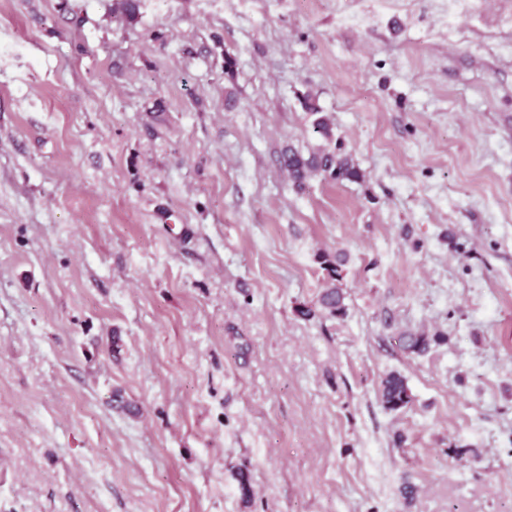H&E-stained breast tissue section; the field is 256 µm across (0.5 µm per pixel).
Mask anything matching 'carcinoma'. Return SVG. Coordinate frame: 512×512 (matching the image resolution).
Segmentation results:
<instances>
[{"label": "carcinoma", "mask_w": 512, "mask_h": 512, "mask_svg": "<svg viewBox=\"0 0 512 512\" xmlns=\"http://www.w3.org/2000/svg\"><path fill=\"white\" fill-rule=\"evenodd\" d=\"M305 108L311 118L313 132L323 140V144L306 151L292 146L284 149L281 163L293 186L301 189L315 176L336 182L361 180L363 174L352 155L338 144L331 116L321 111L310 94L305 98ZM318 260L326 273V286L318 299V306L329 316L341 318L346 315L348 298L342 284L345 257L337 252L323 251L318 254ZM400 340L407 354L422 355L431 347L446 342L447 336L441 332L430 335L407 329L400 333ZM378 398L385 410L396 413L403 411L412 402L406 378L397 371L387 373L380 380Z\"/></svg>", "instance_id": "carcinoma-1"}]
</instances>
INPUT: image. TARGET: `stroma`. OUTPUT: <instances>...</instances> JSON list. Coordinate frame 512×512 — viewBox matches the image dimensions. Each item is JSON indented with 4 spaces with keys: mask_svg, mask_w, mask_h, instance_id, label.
Instances as JSON below:
<instances>
[{
    "mask_svg": "<svg viewBox=\"0 0 512 512\" xmlns=\"http://www.w3.org/2000/svg\"><path fill=\"white\" fill-rule=\"evenodd\" d=\"M115 5L0 0V512H512V0ZM304 104L311 118L313 132L323 140V144L306 151L293 146L284 149L281 163L293 186L302 189L315 176L336 182L361 180L363 174L352 155L341 144H337L335 124L331 116L321 111L312 95L306 96ZM319 264L325 271L326 286L317 303L329 316L342 318L347 312V292L343 288V269L345 257L340 253L327 251L318 254ZM400 340L403 350L409 355H422L426 353L432 346L445 343L447 337L442 332L427 334L423 331L413 332L406 329L401 331ZM377 391L381 405L389 412H401L412 402L406 378L398 371H391L382 377Z\"/></svg>",
    "mask_w": 512,
    "mask_h": 512,
    "instance_id": "stroma-1",
    "label": "stroma"
}]
</instances>
